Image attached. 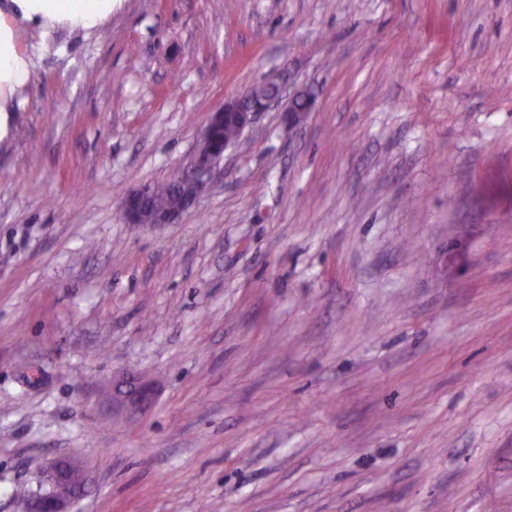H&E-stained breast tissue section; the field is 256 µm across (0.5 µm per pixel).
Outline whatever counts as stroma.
I'll return each mask as SVG.
<instances>
[{
    "instance_id": "obj_1",
    "label": "stroma",
    "mask_w": 512,
    "mask_h": 512,
    "mask_svg": "<svg viewBox=\"0 0 512 512\" xmlns=\"http://www.w3.org/2000/svg\"><path fill=\"white\" fill-rule=\"evenodd\" d=\"M0 137V512H512V0H119L20 32ZM280 76L179 224L211 112ZM151 379L112 413L115 375ZM264 83L268 85L269 92L254 93L252 91L258 90L254 87L250 89L252 91L225 100L223 106L211 112L194 156L182 169L181 183L186 190L180 203L176 207L166 208L175 206L179 201L183 191V187L177 183L180 176L150 186L154 204L163 209L152 205L148 186H140L122 197L121 207L127 223L178 224L188 211L195 208L209 188L215 170L223 162L224 153L252 127L260 113L266 112L281 97L282 86L279 82L267 80ZM227 119L234 121L237 128L231 123L224 124ZM220 127H224L220 133L224 138L222 143L215 138V131ZM288 108L284 111L288 121V128H297L302 125L303 120L309 112H313L316 106L314 91L308 86H295L288 96ZM303 101L304 107L300 110L296 103ZM155 388L151 381H141L127 390H122V383L113 384L112 397L115 407L126 411H141L153 401ZM79 471L80 481L75 482L73 471ZM51 487L48 493L34 500V512H71L72 502L86 492V481L80 469L68 460H60L49 468Z\"/></svg>"
}]
</instances>
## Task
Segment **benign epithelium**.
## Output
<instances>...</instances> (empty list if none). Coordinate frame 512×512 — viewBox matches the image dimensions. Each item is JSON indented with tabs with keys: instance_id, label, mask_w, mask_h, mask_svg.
I'll list each match as a JSON object with an SVG mask.
<instances>
[{
	"instance_id": "7a95c632",
	"label": "benign epithelium",
	"mask_w": 512,
	"mask_h": 512,
	"mask_svg": "<svg viewBox=\"0 0 512 512\" xmlns=\"http://www.w3.org/2000/svg\"><path fill=\"white\" fill-rule=\"evenodd\" d=\"M269 91L254 93L247 91L224 101V105L210 113L202 132L201 142L191 160L182 169L181 183L185 187L180 203L173 208H156L152 205L150 190L143 185L122 197L121 207L129 224L158 225L177 224L183 216L195 208L199 199L209 188L214 172L224 160V153L236 141L217 142L215 131L229 119L235 122L238 136H243L255 122L258 115L267 111L282 94V86L275 80L266 81ZM316 106L314 91L308 86H296L289 93L285 118L288 127L297 128ZM155 388L152 382L144 380L124 390L122 384H113L112 397L115 407L126 411H141L153 401ZM76 467L68 460L51 464L48 493L34 500L33 512H69L72 502L86 492L85 478L76 482L73 471Z\"/></svg>"
}]
</instances>
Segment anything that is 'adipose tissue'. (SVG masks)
I'll return each instance as SVG.
<instances>
[{
	"label": "adipose tissue",
	"mask_w": 512,
	"mask_h": 512,
	"mask_svg": "<svg viewBox=\"0 0 512 512\" xmlns=\"http://www.w3.org/2000/svg\"><path fill=\"white\" fill-rule=\"evenodd\" d=\"M115 0H0V135L7 113L17 111L33 81L30 58L20 50L16 32L56 28L92 33L112 18Z\"/></svg>",
	"instance_id": "ef3b65f1"
}]
</instances>
